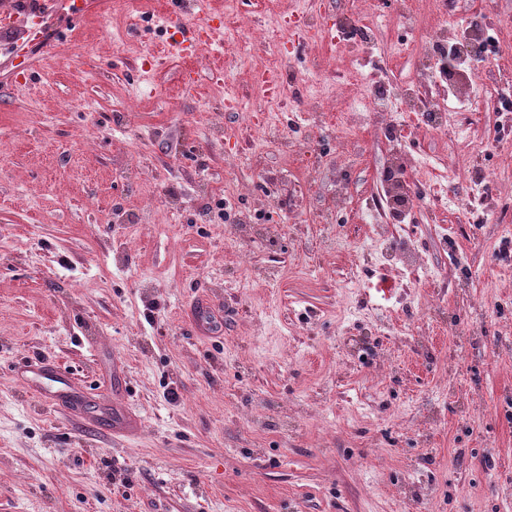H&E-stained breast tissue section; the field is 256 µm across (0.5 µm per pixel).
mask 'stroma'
Listing matches in <instances>:
<instances>
[{
    "label": "stroma",
    "mask_w": 512,
    "mask_h": 512,
    "mask_svg": "<svg viewBox=\"0 0 512 512\" xmlns=\"http://www.w3.org/2000/svg\"><path fill=\"white\" fill-rule=\"evenodd\" d=\"M299 7L214 0L215 43L157 65L168 0H85L79 21L51 6L37 38L26 4L0 27V512H512V127L494 109L512 100V0H409L403 23L324 0L331 37L289 56V81L345 103L417 81L419 45L456 16L485 28L463 135L395 141L364 112L345 139L334 115L262 111L274 61L245 45L286 41L275 22ZM348 14L398 53L354 48ZM252 123L284 146L253 144ZM399 153L484 200L424 196L393 228L412 271L379 263L366 218ZM35 358L70 372L83 419L27 388ZM116 402L137 436L111 435Z\"/></svg>",
    "instance_id": "obj_1"
}]
</instances>
